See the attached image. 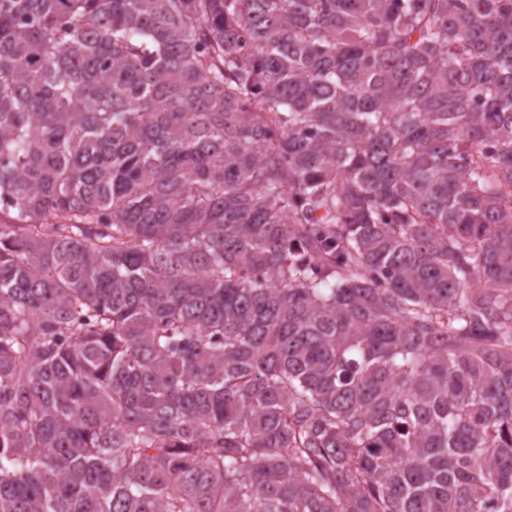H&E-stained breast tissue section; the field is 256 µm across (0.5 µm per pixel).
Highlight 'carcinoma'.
Masks as SVG:
<instances>
[{"label":"carcinoma","mask_w":512,"mask_h":512,"mask_svg":"<svg viewBox=\"0 0 512 512\" xmlns=\"http://www.w3.org/2000/svg\"><path fill=\"white\" fill-rule=\"evenodd\" d=\"M0 512H512V0H0Z\"/></svg>","instance_id":"carcinoma-1"}]
</instances>
